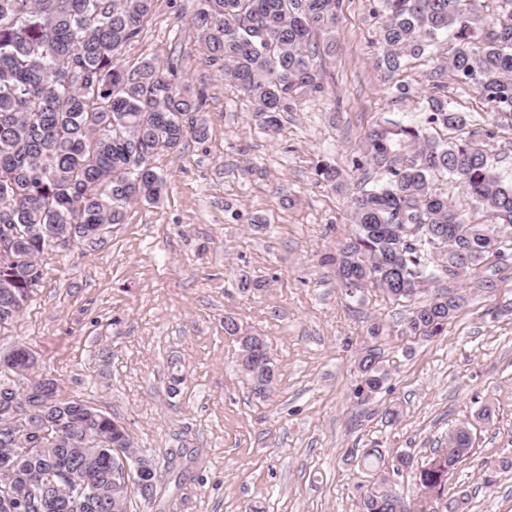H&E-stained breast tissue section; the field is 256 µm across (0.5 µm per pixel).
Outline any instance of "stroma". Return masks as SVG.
Here are the masks:
<instances>
[{"label":"stroma","mask_w":512,"mask_h":512,"mask_svg":"<svg viewBox=\"0 0 512 512\" xmlns=\"http://www.w3.org/2000/svg\"><path fill=\"white\" fill-rule=\"evenodd\" d=\"M196 4L156 0L121 62L177 67L203 101L207 139L151 157L163 197L126 205L102 244L45 250L40 287L0 326V356L26 346L35 363L20 386L56 379L59 399L121 422L156 462L155 498L133 495L129 512H363L379 487L358 467L364 449L422 465L462 423L473 450L449 494L466 495L467 512H512V467L501 466L512 460V315L498 312L512 276L472 290L427 338L401 335L408 308L378 289L344 296L326 261L354 232L353 196L381 180L362 163L367 129L424 121L429 63L378 67L377 0H342L335 26L314 36L323 94L281 113L272 137L205 61ZM323 160L336 182L317 176ZM228 318L267 341L278 366L269 395L241 372ZM375 322L390 375L364 400L356 359ZM486 404L494 419L477 422Z\"/></svg>","instance_id":"1"}]
</instances>
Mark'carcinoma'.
Returning <instances> with one entry per match:
<instances>
[{
  "label": "carcinoma",
  "instance_id": "1",
  "mask_svg": "<svg viewBox=\"0 0 512 512\" xmlns=\"http://www.w3.org/2000/svg\"><path fill=\"white\" fill-rule=\"evenodd\" d=\"M155 0H0V238L8 225L34 229L55 224H120L124 206L159 200L163 180L144 169L136 147L174 153L187 137L204 140L208 127L190 113L202 106L179 85L178 71L164 75L151 62L129 71L122 49L135 41ZM380 63L390 72L409 60L434 62L427 80L443 87L448 74L478 91L497 119L512 121V0H379ZM342 0H199L191 24L210 62L251 103L268 132L280 113L322 89L313 66V34L336 23ZM452 40L450 55H442ZM69 71L66 82L59 80ZM425 126L386 120L366 134L367 162L381 184L352 200L354 237L331 261L350 296L367 286L391 300L413 301L424 287L432 298L414 307L402 334L439 336L467 303L448 289L472 281L491 290L512 269V181L502 179L484 146L472 138L443 142L426 127L461 130L467 115L448 101L429 97ZM121 135H108L112 127ZM439 174L463 187L473 209L488 211L481 224L433 187ZM52 243L21 236L18 259L0 265V289L15 306L0 307V326L17 320L42 280L40 255ZM358 396L381 389L389 371L379 347L357 359ZM254 386L272 389L277 368L263 346ZM48 427L13 431L9 450L25 468L40 471L71 452L54 447ZM43 436H38V433ZM472 451L466 425L448 431V446L434 452L433 466L417 473L418 488L444 500L445 512H465L467 499H444L446 482ZM362 466L388 481L382 451L363 450ZM98 495L83 512H127L123 494L102 511ZM402 495L390 489L364 498V512H403Z\"/></svg>",
  "mask_w": 512,
  "mask_h": 512
}]
</instances>
